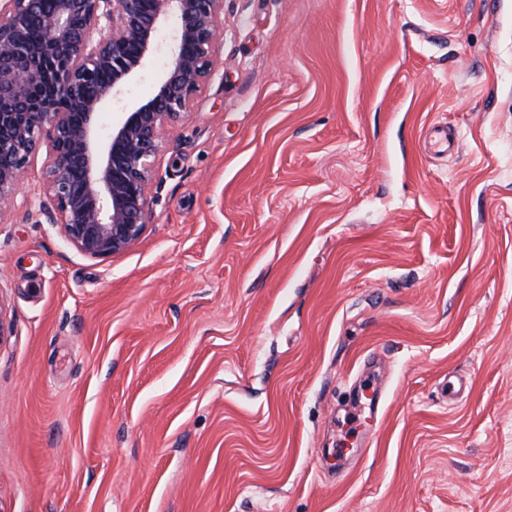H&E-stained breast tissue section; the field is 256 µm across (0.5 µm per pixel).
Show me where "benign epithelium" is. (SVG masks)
<instances>
[{
	"instance_id": "benign-epithelium-1",
	"label": "benign epithelium",
	"mask_w": 512,
	"mask_h": 512,
	"mask_svg": "<svg viewBox=\"0 0 512 512\" xmlns=\"http://www.w3.org/2000/svg\"><path fill=\"white\" fill-rule=\"evenodd\" d=\"M0 7V212L15 205L31 158L50 165L38 212L81 253L106 257L137 241L164 128L188 113L214 71L224 0H4ZM178 26L167 42L158 34ZM40 29L33 38L31 29ZM158 53L165 80L148 101L124 89ZM121 109L100 125L101 109Z\"/></svg>"
}]
</instances>
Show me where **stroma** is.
<instances>
[{
  "label": "stroma",
  "instance_id": "35a3bbf8",
  "mask_svg": "<svg viewBox=\"0 0 512 512\" xmlns=\"http://www.w3.org/2000/svg\"><path fill=\"white\" fill-rule=\"evenodd\" d=\"M221 21L133 245L0 212V512H512V0Z\"/></svg>",
  "mask_w": 512,
  "mask_h": 512
}]
</instances>
